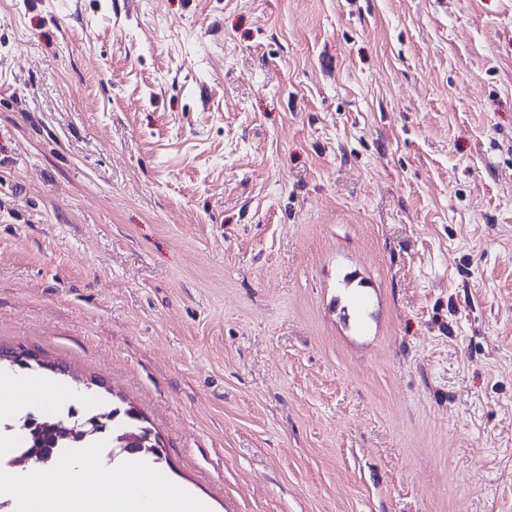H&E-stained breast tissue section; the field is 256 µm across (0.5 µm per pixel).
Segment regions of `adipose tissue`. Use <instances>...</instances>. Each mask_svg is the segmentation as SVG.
<instances>
[{
	"mask_svg": "<svg viewBox=\"0 0 512 512\" xmlns=\"http://www.w3.org/2000/svg\"><path fill=\"white\" fill-rule=\"evenodd\" d=\"M38 399L73 400L70 392H58L50 383L0 372V404L11 413L22 412L29 395ZM97 451H82L79 468L13 471L0 474V492L16 501V512H210L209 503L190 490L167 484L151 463L131 461L106 473H97ZM124 480L126 491L110 492L114 481Z\"/></svg>",
	"mask_w": 512,
	"mask_h": 512,
	"instance_id": "ef3b65f1",
	"label": "adipose tissue"
}]
</instances>
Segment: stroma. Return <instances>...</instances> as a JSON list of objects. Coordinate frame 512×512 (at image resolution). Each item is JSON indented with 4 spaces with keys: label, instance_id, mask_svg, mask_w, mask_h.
Listing matches in <instances>:
<instances>
[{
    "label": "stroma",
    "instance_id": "35a3bbf8",
    "mask_svg": "<svg viewBox=\"0 0 512 512\" xmlns=\"http://www.w3.org/2000/svg\"><path fill=\"white\" fill-rule=\"evenodd\" d=\"M0 347L211 512H512V0H0Z\"/></svg>",
    "mask_w": 512,
    "mask_h": 512
}]
</instances>
